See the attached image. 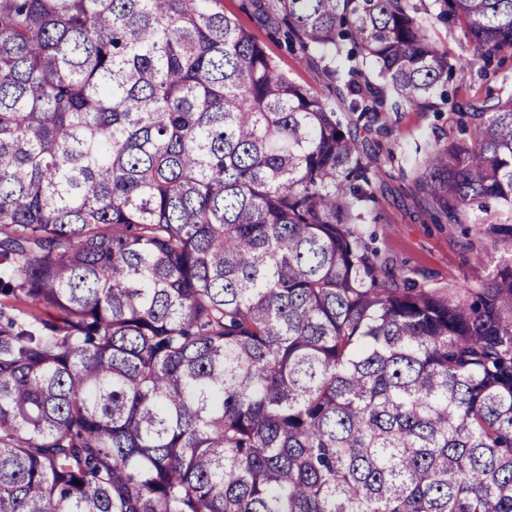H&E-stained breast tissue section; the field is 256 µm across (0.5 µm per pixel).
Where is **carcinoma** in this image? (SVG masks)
<instances>
[{"instance_id": "obj_1", "label": "carcinoma", "mask_w": 512, "mask_h": 512, "mask_svg": "<svg viewBox=\"0 0 512 512\" xmlns=\"http://www.w3.org/2000/svg\"><path fill=\"white\" fill-rule=\"evenodd\" d=\"M219 2L0 0V294L55 313L0 324V512H512V255L375 247L371 124ZM435 2L512 54V0ZM276 10L362 117L460 69L414 0ZM454 114L429 217L511 248L512 94Z\"/></svg>"}]
</instances>
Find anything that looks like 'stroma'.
<instances>
[{
    "label": "stroma",
    "mask_w": 512,
    "mask_h": 512,
    "mask_svg": "<svg viewBox=\"0 0 512 512\" xmlns=\"http://www.w3.org/2000/svg\"><path fill=\"white\" fill-rule=\"evenodd\" d=\"M272 3L273 0H253L252 6L246 8L242 0H221L220 6L263 44L291 80L327 102L336 103L335 87L327 79L318 53L294 55L285 44L273 39ZM421 4L432 36L469 63L463 78L449 79V95L482 99L488 91H501L502 76L512 74V58H505L499 75L485 73L482 63L474 62L473 50L463 33L448 29L438 20L434 0H421ZM373 126L379 131L375 148L377 202L371 208L368 224L377 232V246L383 253L428 273L435 286L445 287L465 277H486L506 255V248L486 240L476 250H468L463 226L431 223L428 202L415 185L418 165L428 144L437 138L445 142L460 135L450 104L436 97L428 109L407 105L398 112H379Z\"/></svg>",
    "instance_id": "35a3bbf8"
}]
</instances>
